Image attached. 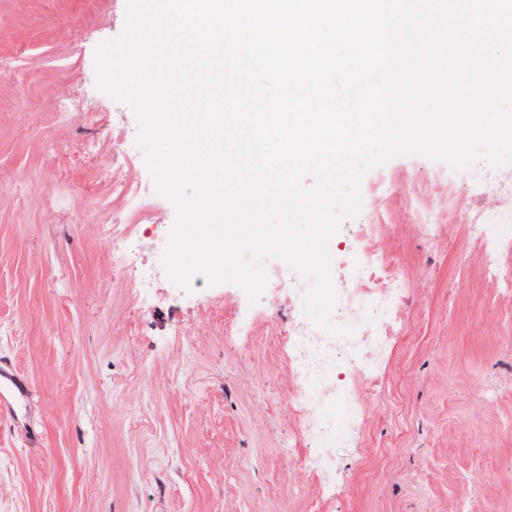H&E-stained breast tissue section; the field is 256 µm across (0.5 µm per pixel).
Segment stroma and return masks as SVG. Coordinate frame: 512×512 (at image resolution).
Wrapping results in <instances>:
<instances>
[{"label": "stroma", "instance_id": "1", "mask_svg": "<svg viewBox=\"0 0 512 512\" xmlns=\"http://www.w3.org/2000/svg\"><path fill=\"white\" fill-rule=\"evenodd\" d=\"M127 11L0 0V364L31 392L22 430L0 416V512H512V246L473 221L512 208V165L400 155L363 177L331 275H396L392 327L379 349L352 333L356 414L334 374H308L302 410L306 281L268 260L252 302L163 265L176 207L97 72Z\"/></svg>", "mask_w": 512, "mask_h": 512}]
</instances>
